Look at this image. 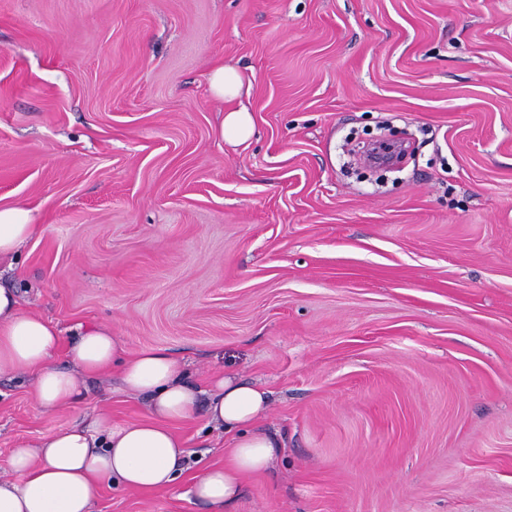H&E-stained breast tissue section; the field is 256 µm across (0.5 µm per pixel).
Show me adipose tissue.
<instances>
[{
	"label": "adipose tissue",
	"mask_w": 512,
	"mask_h": 512,
	"mask_svg": "<svg viewBox=\"0 0 512 512\" xmlns=\"http://www.w3.org/2000/svg\"><path fill=\"white\" fill-rule=\"evenodd\" d=\"M208 81L210 94L228 104L220 122L222 137L233 145L246 143L254 119L243 102L247 90L240 73L219 63ZM38 231L28 209L0 208V262L13 259ZM60 345V330L24 310L16 291L0 287V373L32 376L36 400L59 409L79 401L80 376L116 366L125 391L149 396L153 418L116 425L100 411L89 424L18 443L0 461V512H92L100 482L110 478L131 490L168 488L187 456L169 423L189 419L202 397L210 422L233 440L224 465L206 469L197 480L196 498L211 512H230L242 478L271 466L276 443L257 428L269 404L266 390L223 375L200 394L185 382L180 361L168 351L128 350L108 326L77 327L68 363L54 360Z\"/></svg>",
	"instance_id": "1"
}]
</instances>
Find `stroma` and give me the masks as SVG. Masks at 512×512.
I'll return each instance as SVG.
<instances>
[{
    "label": "stroma",
    "mask_w": 512,
    "mask_h": 512,
    "mask_svg": "<svg viewBox=\"0 0 512 512\" xmlns=\"http://www.w3.org/2000/svg\"><path fill=\"white\" fill-rule=\"evenodd\" d=\"M250 90L224 142L213 65ZM417 135L349 175L352 132ZM40 232L0 285L70 337L111 324L191 382L234 375L279 444L233 512H512V0H0V206ZM49 411L0 374V459L108 411L117 371ZM167 489L93 512H208L228 439L173 422Z\"/></svg>",
    "instance_id": "35a3bbf8"
}]
</instances>
